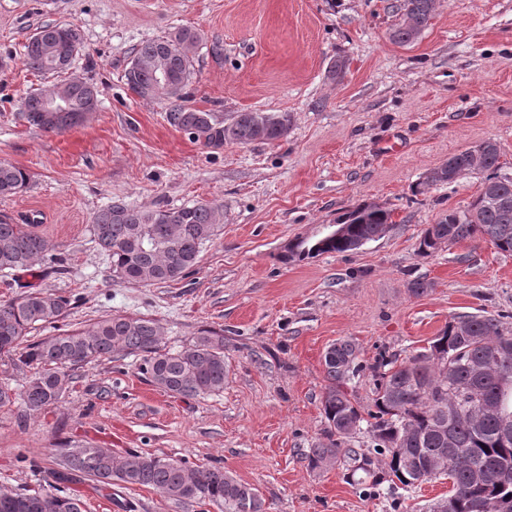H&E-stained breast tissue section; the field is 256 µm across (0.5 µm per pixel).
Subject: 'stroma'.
Segmentation results:
<instances>
[{"label": "stroma", "mask_w": 512, "mask_h": 512, "mask_svg": "<svg viewBox=\"0 0 512 512\" xmlns=\"http://www.w3.org/2000/svg\"><path fill=\"white\" fill-rule=\"evenodd\" d=\"M399 4L0 0V161L30 176L20 193L0 198V218L36 221L49 242L48 259L33 271L0 275V303L38 291L67 299L56 326L33 331L34 341L114 314L157 321L167 351L213 330L224 337L228 365L223 391L184 399L156 388L139 356L119 354L73 369L61 402L41 413L28 414L18 400L0 407V489L76 492L85 512H218L118 481L48 484L68 441L223 467L259 490L266 512H432L447 498L445 477L388 492L377 482L386 459L363 431L346 445L370 456L369 471L347 457L316 470L306 460L323 439L330 345L351 340L358 362L371 365L424 351L458 314L501 316L512 333V255L482 239L418 253L421 232L465 207L482 175L412 193L450 154L483 141L498 145L512 173V0H437L408 45L390 39ZM56 23L77 28L82 49L71 70L99 99L62 134L22 117L28 93L65 81L22 63L36 28ZM182 26L201 37L188 105L221 118L287 112L285 137L213 151L171 127L165 103L129 89L133 48ZM213 200L224 204V229L189 274L147 286L113 281L91 234L98 210ZM364 200L392 213L380 239L282 262L298 238L323 235ZM415 280L429 282L428 293L414 295Z\"/></svg>", "instance_id": "1"}]
</instances>
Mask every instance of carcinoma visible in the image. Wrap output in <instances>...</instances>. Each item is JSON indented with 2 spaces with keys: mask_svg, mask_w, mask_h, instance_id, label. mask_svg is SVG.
Here are the masks:
<instances>
[{
  "mask_svg": "<svg viewBox=\"0 0 512 512\" xmlns=\"http://www.w3.org/2000/svg\"><path fill=\"white\" fill-rule=\"evenodd\" d=\"M436 0H402L400 21L391 32L397 44L415 39V23L425 27ZM198 32L187 26L168 36L141 42L125 79L143 99L165 100L167 123L194 143L210 149L229 144L274 142L288 133L286 112H236L227 119L186 105L185 89L193 77L192 54ZM80 51V37L70 24L45 25L24 44L23 63L33 73L62 72ZM68 102L82 117L96 111L98 91L88 81L72 77L60 87L34 92L24 100L27 123L45 132L74 127V113L51 109L54 100ZM477 169L504 200L492 205L479 193L463 210L451 209L423 230L418 253L430 256L464 240L484 239L498 251L512 254V179L501 181L500 151L494 148L475 157L452 154L412 187L419 195L437 184H451ZM30 176L25 169L0 162V197L22 191ZM319 238H301L285 259L344 254L379 239L392 223L391 211L363 202L343 214ZM224 204L198 202L178 208L144 211L122 202L100 209L91 232L97 246L112 262V277L123 283L152 285L176 281L199 260L203 245L222 230ZM48 244L35 224L0 221V273L34 266ZM68 300L49 292L31 293L0 303V356L16 368L33 373L19 391L0 385V406L20 398L26 409L39 413L57 404L69 370L112 358L124 352L142 358L140 371L161 391L196 398L224 389V337L204 330L178 351H162L161 326L152 319L128 315L105 317L85 330H76L24 343L31 330L57 322ZM356 347L342 340L324 356L327 385L322 414L326 441L310 449L308 465L317 469L352 452L342 440L366 427L374 448L387 458V474L402 486L415 485L411 470L420 468L426 480L448 477L452 488L433 512H512V435L504 432L512 417V334L500 329L491 315L461 314L448 320L426 351L397 363L381 358L371 366L356 363ZM368 376L375 398L367 411L344 389L346 381ZM62 480L76 473L99 486L114 481L155 489L168 498L213 505L224 512H265L256 489L237 481L221 467L190 468L179 460L152 454L116 457L95 446H77L62 454ZM0 512H82L78 496L53 493H15V503Z\"/></svg>",
  "mask_w": 512,
  "mask_h": 512,
  "instance_id": "1",
  "label": "carcinoma"
}]
</instances>
